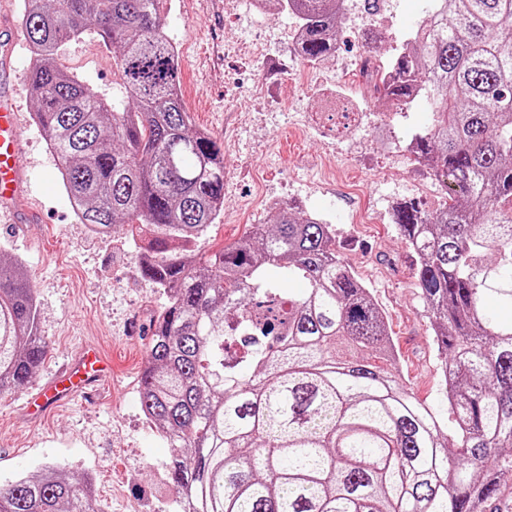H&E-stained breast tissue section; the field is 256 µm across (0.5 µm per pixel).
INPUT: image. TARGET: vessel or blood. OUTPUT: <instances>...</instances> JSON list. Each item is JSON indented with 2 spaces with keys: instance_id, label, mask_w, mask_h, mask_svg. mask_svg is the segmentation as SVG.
Here are the masks:
<instances>
[{
  "instance_id": "vessel-or-blood-1",
  "label": "vessel or blood",
  "mask_w": 512,
  "mask_h": 512,
  "mask_svg": "<svg viewBox=\"0 0 512 512\" xmlns=\"http://www.w3.org/2000/svg\"><path fill=\"white\" fill-rule=\"evenodd\" d=\"M30 173L23 146L21 116L12 91L0 92V223L22 225L31 218L25 204ZM106 369L100 350L92 345L82 349L58 373L32 387L26 406L32 416L43 415L51 406L92 394Z\"/></svg>"
}]
</instances>
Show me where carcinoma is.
Listing matches in <instances>:
<instances>
[{"instance_id":"1","label":"carcinoma","mask_w":512,"mask_h":512,"mask_svg":"<svg viewBox=\"0 0 512 512\" xmlns=\"http://www.w3.org/2000/svg\"><path fill=\"white\" fill-rule=\"evenodd\" d=\"M163 0H22L33 121L57 156L79 223L152 236L144 278L168 302L138 381L145 418L172 448L194 512H480L512 473V0H429L375 92L425 100L407 144L440 179L434 211L393 210L419 258L416 285L444 348L458 434L358 354L389 351L384 317L336 249L332 225L279 209L205 260L190 247L224 208V153L189 131ZM300 20L298 55L336 53L343 0H267ZM94 22L115 49L123 108L59 62ZM300 280L285 297L278 280ZM29 275L0 260V392L27 384L46 342ZM0 512H98L60 466L0 488Z\"/></svg>"}]
</instances>
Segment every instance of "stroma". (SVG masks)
Returning a JSON list of instances; mask_svg holds the SVG:
<instances>
[{"mask_svg":"<svg viewBox=\"0 0 512 512\" xmlns=\"http://www.w3.org/2000/svg\"><path fill=\"white\" fill-rule=\"evenodd\" d=\"M423 5L395 0L393 22L344 26L339 53L352 58L369 49L391 58L421 20ZM163 15L164 32L179 51L192 126L209 132L224 151V209L196 252L206 256L237 242L250 225L273 223L287 205L304 215L329 212L337 250L389 326L395 357L388 369L455 437L442 355L414 277L418 257L394 224L349 220L360 190L386 213L409 200L429 211L443 201L444 186L406 149L410 135L430 122V110L420 101L406 108L377 96L366 105L371 121L354 138L337 141L340 118L335 107L322 105L321 84L295 77L312 68L333 82L346 76L334 72V59L312 66L296 55L294 15L277 8L258 15L249 0H165ZM257 31L266 45L259 58L241 46ZM62 61L100 94H118L112 52L94 29L66 43ZM24 141L40 217L21 232L0 225V256L22 262L37 298L48 353L33 379L50 376L83 344L101 350L111 377L99 394L59 405L36 423L25 414L26 389L0 394V485L58 465L75 480L92 475L103 512H175L167 477L171 450L145 419L137 393L148 327L167 296L142 277L141 249L123 228L106 237L76 222L57 158L34 123H26ZM332 141L338 153L328 166L324 154ZM133 325L138 335H130Z\"/></svg>","mask_w":512,"mask_h":512,"instance_id":"obj_1","label":"stroma"}]
</instances>
